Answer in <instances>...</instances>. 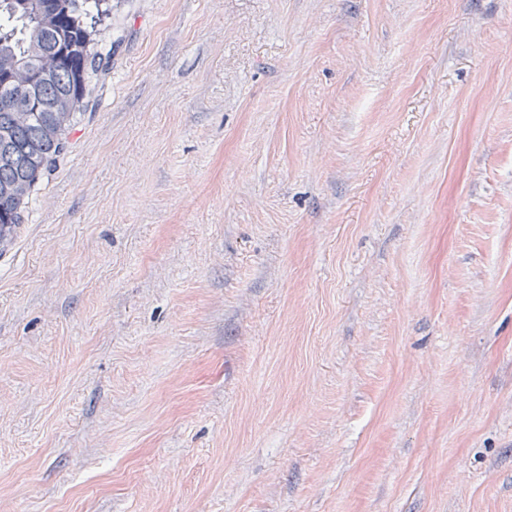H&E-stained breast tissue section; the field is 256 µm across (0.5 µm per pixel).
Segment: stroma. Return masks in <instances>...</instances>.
I'll use <instances>...</instances> for the list:
<instances>
[{
	"mask_svg": "<svg viewBox=\"0 0 512 512\" xmlns=\"http://www.w3.org/2000/svg\"><path fill=\"white\" fill-rule=\"evenodd\" d=\"M0 252V512H512V0H112Z\"/></svg>",
	"mask_w": 512,
	"mask_h": 512,
	"instance_id": "35a3bbf8",
	"label": "stroma"
}]
</instances>
